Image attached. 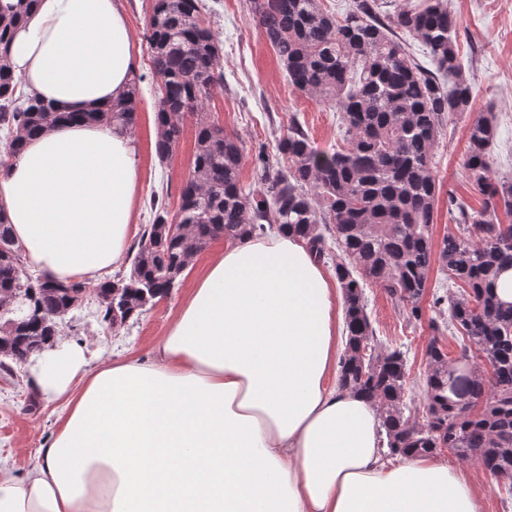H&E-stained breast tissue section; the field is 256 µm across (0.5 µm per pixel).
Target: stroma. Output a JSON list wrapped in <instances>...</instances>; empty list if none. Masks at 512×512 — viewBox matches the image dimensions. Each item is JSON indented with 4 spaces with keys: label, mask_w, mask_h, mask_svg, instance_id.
Listing matches in <instances>:
<instances>
[{
    "label": "stroma",
    "mask_w": 512,
    "mask_h": 512,
    "mask_svg": "<svg viewBox=\"0 0 512 512\" xmlns=\"http://www.w3.org/2000/svg\"><path fill=\"white\" fill-rule=\"evenodd\" d=\"M204 22L221 40L224 85L206 103L212 121L238 135L245 160L241 169L244 183L253 180L252 158L265 151L271 162L284 168L288 160L277 150L279 139L288 132L291 117H299L312 146L331 152L341 144L340 115L323 103L295 89L270 44L256 27L248 0H205ZM459 22L458 44L467 76L475 91L474 114L492 113L497 126L489 160L496 177H512V0H447ZM152 0H126V15L136 37L138 73L137 123L133 138L138 145L143 192L136 205L134 235H141L151 221L149 198L152 191L168 188L170 204H177L180 187L193 166L190 140H182L166 162L155 155L156 78L146 41V25ZM467 119L448 125L435 148V175L440 186L435 237L448 230V198L456 195L479 206L482 197L465 176ZM224 239L213 241L199 253L183 273L168 297L147 308L125 325L110 328L97 314L94 300H85L63 321L61 333L85 345L90 367L97 368L120 355L148 357L151 347L163 336L197 278L224 249ZM445 275L432 268L428 293L421 302L423 314L413 318L408 310L377 285L366 290L368 311L379 338L400 347L407 358L408 394L422 401L420 384L427 371L426 346L435 326H442V342L449 358L461 355L460 341L448 326V318L437 315L432 294L441 290ZM63 403L37 394L28 369L13 366L0 370V465L12 474L24 475L47 446ZM438 457L462 473L481 496L483 512H512V501L474 462H460L450 449Z\"/></svg>",
    "instance_id": "stroma-1"
}]
</instances>
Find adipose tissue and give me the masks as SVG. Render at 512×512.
<instances>
[{
	"label": "adipose tissue",
	"mask_w": 512,
	"mask_h": 512,
	"mask_svg": "<svg viewBox=\"0 0 512 512\" xmlns=\"http://www.w3.org/2000/svg\"><path fill=\"white\" fill-rule=\"evenodd\" d=\"M134 47L123 0H35L10 64L25 92L87 112L132 84ZM141 189L129 132L66 121L9 158L0 210L30 265L81 281L123 262ZM341 300L276 230L228 241L150 359L92 370L56 338L29 375L64 414L24 477L0 473V512H482L446 462H391L376 405L332 382Z\"/></svg>",
	"instance_id": "obj_1"
}]
</instances>
